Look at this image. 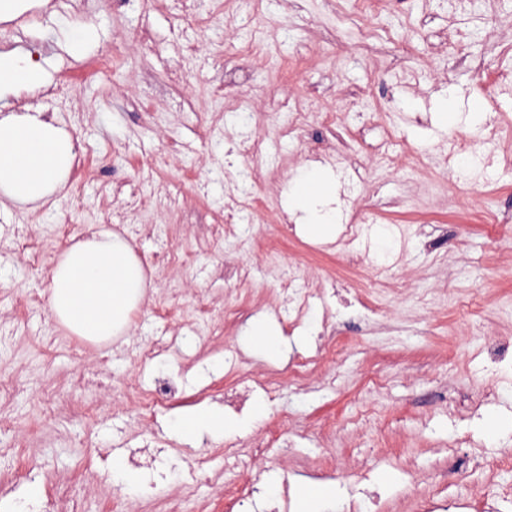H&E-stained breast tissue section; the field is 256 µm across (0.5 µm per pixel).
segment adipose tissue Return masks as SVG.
<instances>
[{"label": "adipose tissue", "instance_id": "1", "mask_svg": "<svg viewBox=\"0 0 512 512\" xmlns=\"http://www.w3.org/2000/svg\"><path fill=\"white\" fill-rule=\"evenodd\" d=\"M45 81L43 67L27 53H0V98L32 90ZM70 135L55 119L38 112L0 119V206L25 205L50 197L64 183L74 162ZM325 180L316 171L302 173L291 198L305 211L310 229L329 234L333 211L315 203ZM145 271L129 246L110 231L93 232L59 256L52 270L50 307L58 323L71 334L105 341L125 332L130 315L144 299ZM255 420L228 421L217 407H202L175 418L174 433L186 439L220 438L241 432Z\"/></svg>", "mask_w": 512, "mask_h": 512}]
</instances>
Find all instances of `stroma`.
Here are the masks:
<instances>
[{
    "label": "stroma",
    "instance_id": "1",
    "mask_svg": "<svg viewBox=\"0 0 512 512\" xmlns=\"http://www.w3.org/2000/svg\"><path fill=\"white\" fill-rule=\"evenodd\" d=\"M225 0H197L202 22L188 27L172 0H48L28 9L29 23L0 20V51L35 47L46 86L89 69L106 51L118 62L94 79L74 84L68 98H36L47 116L72 134L88 172L47 201L8 206L0 216L25 223L45 243L42 263L58 256L53 230L68 219L71 236L122 228L112 222L109 184L147 183L154 175L180 181L185 206L161 211L143 199L140 235L133 252L147 257V290L130 328L109 341L68 348L65 329L45 313L19 317L14 301L48 289L26 258L0 252V330L10 340L0 350V381L18 380L27 393L0 405V512L49 503V483L72 482L89 512H162L181 498L196 460L210 476L190 501V512H224V451L252 438L288 430L287 440L249 461L255 491L242 512H295L301 491L321 484L335 463L345 477L340 512H470L475 497L485 512H512V430L488 436L481 422L512 421V362L488 348L512 337V168L494 166L484 181L461 178L459 161L439 167L441 146L471 137L476 155L512 156V92L495 93L497 70L512 67V0H388L379 13H355L352 0H235L238 15L226 26ZM91 24L97 38L79 55L59 44L60 23ZM458 27L471 38L458 60L446 42ZM150 31L153 43L141 46ZM276 32L265 56L236 57L237 49ZM199 46L187 62L180 44ZM178 72L171 82L170 72ZM454 94L460 111L479 106L497 114L501 134L492 142L446 120L441 106ZM246 96L270 138L258 184L257 216L242 235L268 240L253 249L240 239L210 246L195 240L197 225L221 220L226 187L243 184L247 161L237 136L250 132L240 113L222 111L221 96ZM302 95L322 107H342L335 128L310 119L298 137L278 138L288 97ZM349 145L358 201L373 222L357 240L344 235L342 195L329 199L336 229L326 238L301 225L280 233L275 214L286 213L292 180L314 154ZM166 155L160 173L148 161ZM169 241L193 253L187 266L155 261L158 226ZM387 246H380L379 236ZM238 277L218 273L225 264ZM299 268L296 287L310 294L303 316L282 302V277ZM209 310L215 336L208 348L180 328L197 307ZM285 333V354L251 345L259 321ZM333 329L344 348L336 362L318 355V336ZM177 342L160 363H140L131 347L160 334ZM311 360L301 382L285 385L275 401L255 394L264 411L246 432L186 446L169 430L172 418L196 407L223 403L225 388L242 376L269 379L286 373L295 356ZM93 370L86 394L100 407L88 420L43 417L36 396L45 388L69 390L79 367ZM173 378L174 400L154 420L140 424L123 384L151 388L158 374ZM137 474L139 494L112 482L113 459ZM24 466L19 483L3 473Z\"/></svg>",
    "mask_w": 512,
    "mask_h": 512
}]
</instances>
